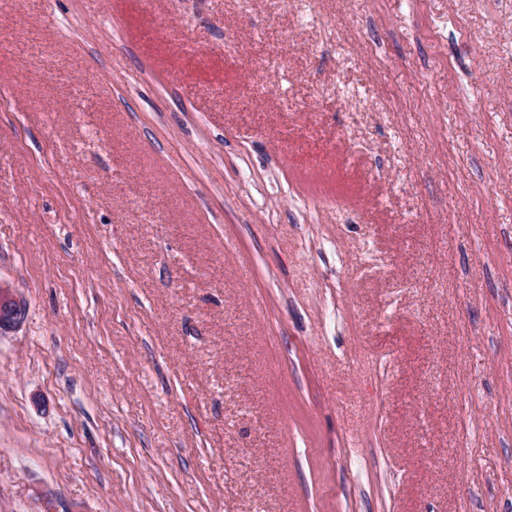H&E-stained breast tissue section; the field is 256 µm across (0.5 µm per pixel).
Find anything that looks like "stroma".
<instances>
[{
	"mask_svg": "<svg viewBox=\"0 0 512 512\" xmlns=\"http://www.w3.org/2000/svg\"><path fill=\"white\" fill-rule=\"evenodd\" d=\"M0 512H512V0H0ZM26 306L16 292L0 283V335L17 328L24 319Z\"/></svg>",
	"mask_w": 512,
	"mask_h": 512,
	"instance_id": "35a3bbf8",
	"label": "stroma"
}]
</instances>
